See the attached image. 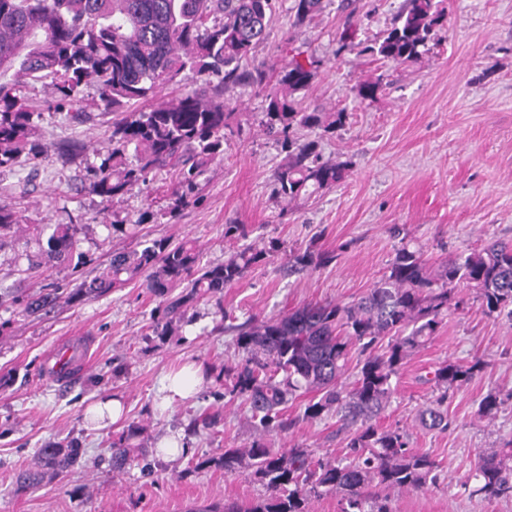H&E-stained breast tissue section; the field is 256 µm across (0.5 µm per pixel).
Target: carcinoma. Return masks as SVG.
Here are the masks:
<instances>
[{"instance_id": "cac0c4a2", "label": "carcinoma", "mask_w": 512, "mask_h": 512, "mask_svg": "<svg viewBox=\"0 0 512 512\" xmlns=\"http://www.w3.org/2000/svg\"><path fill=\"white\" fill-rule=\"evenodd\" d=\"M441 0H403L382 35L367 44L356 40L351 21L340 34L337 53L356 49L380 67L415 62L430 52L446 19ZM276 0H0V170L26 157L32 165L48 156L49 146L35 137L44 112L20 97L24 84L50 81L59 111L79 101L92 81L99 105L112 113V149L93 167L86 189L110 203L148 174L174 168L176 191L167 215L176 220L201 201L200 178L213 161L224 157V143L234 134L224 94L240 86L263 93L267 107L259 126L288 153L274 174L273 191L291 202L330 189L342 180L344 167L320 160L317 142L303 140L300 129L333 134L350 113L327 114L302 105L295 93L307 90L316 76L315 62L292 59L278 68L276 83L267 81V65H246L268 39ZM323 0H294L296 22L312 19ZM202 82L160 106L141 108L183 71ZM387 76L362 83L360 101L374 99ZM154 219L144 210L134 224H112V234H137ZM19 217L0 204V238L17 231ZM37 241H46L28 259L25 272L39 276L48 266L66 264L71 279L50 283L37 293L0 289V307L29 319L49 314L60 301L76 303L102 297L114 288L137 283L159 299L151 314V335L160 341L176 335L188 311L205 299L224 312V289L253 267L279 253L291 272L315 271L336 254L286 250L271 239L259 249L248 242L246 224L224 225V238L238 243L224 261L201 264L190 241L172 244L143 239L131 252L114 251L110 264L87 275L94 259L81 250L74 224H32ZM476 290L485 315L512 321V242L492 240L464 251L433 268L422 248L401 242L387 271L372 288L350 303H309L261 321L228 324L241 358L233 366L205 370L206 380L224 388L221 397L249 405L253 436L241 448L224 449V472L242 468L266 489L249 502H224L212 512H310V501L327 494L340 497V512H392L390 495L436 489L442 482L439 462L409 446L407 432L384 428L380 419L394 393L393 378L411 353L430 340L448 314L452 286ZM183 288L178 295L171 292ZM480 361L469 366L446 363L432 372L428 402L418 420L431 430L446 431L450 391L471 381ZM304 398L296 415L285 404ZM503 399L488 393L479 404L483 417L497 412ZM220 411L191 421V436L214 430ZM332 420L345 442L344 460L320 456L292 444L272 447V437L293 434L301 423ZM144 433L131 422L112 436V462L130 464L129 449ZM79 444L65 438L38 450V458L57 478L70 473ZM469 495L488 501L512 500V440L486 452L475 464Z\"/></svg>"}]
</instances>
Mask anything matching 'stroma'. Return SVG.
<instances>
[{"mask_svg": "<svg viewBox=\"0 0 512 512\" xmlns=\"http://www.w3.org/2000/svg\"><path fill=\"white\" fill-rule=\"evenodd\" d=\"M293 3L280 0L255 59L278 62L289 46L319 59L317 76L303 93L305 104L321 112L344 107L350 114L336 134L317 137L324 158L347 165L335 188L290 204L273 195V175L285 154L260 131L267 103L246 86L227 95L244 134L229 137L223 159L211 164L199 207L175 224L160 217L172 186L166 170L151 173L118 205H108L81 188L87 165L98 164L112 147V116L97 109L96 85L82 87L77 107L90 119L78 124L53 109L50 85L30 83L19 94L44 109L42 142L86 143L87 163L64 167L50 155L36 170L2 172L0 203L11 204L26 224L77 225L99 267L110 263L113 250L138 247L137 238L113 237V214L131 224L148 206L158 217L144 225V233L175 243L195 240L205 264L233 251L224 238L230 222L252 225L257 235L292 248L336 252V261L314 272L288 273L280 254L251 269L224 291L225 311L240 322L310 302L356 300L393 258L398 241L389 229L395 225L433 263L492 239L512 241V0H445L447 21L438 46L417 62L390 68L388 88L364 102L356 88L374 79L376 65L365 55L337 56L344 14L336 0L304 25L296 24ZM402 3L356 0L360 37L371 39L386 29ZM37 250L35 239L22 231L1 241L0 286L31 293L68 279V270L55 266L26 277L27 258ZM472 297L471 288L454 287L447 318L395 380L382 425L406 430L411 447L430 452L446 479L432 491L395 495L393 512H512V500L490 503L463 489L479 455L512 439V322L483 315ZM157 304L144 288L129 284L19 322L15 336L0 342V372L12 375L0 386V512H208L227 500L264 494L248 470L224 471L225 449L251 437L243 405L223 404L206 386L191 400L161 403L162 380L175 369L237 362L233 336L225 334L212 303L202 301L181 335L159 342L149 335ZM67 336L87 337L92 360L57 384L45 376L43 357ZM478 359L485 370L448 400L451 428H423L416 414L431 393L423 382L427 372L446 361L467 366ZM491 390L505 402L489 420L477 408ZM109 396L123 401L122 422L90 428L87 407ZM218 406L224 423L217 431L192 438L176 458L159 454L161 439L183 434L190 418ZM131 421L146 425L147 433L143 447L131 449L132 463L119 469L109 444ZM66 436L80 443L69 475L19 489L18 477L34 466L38 448Z\"/></svg>", "mask_w": 512, "mask_h": 512, "instance_id": "obj_1", "label": "stroma"}]
</instances>
